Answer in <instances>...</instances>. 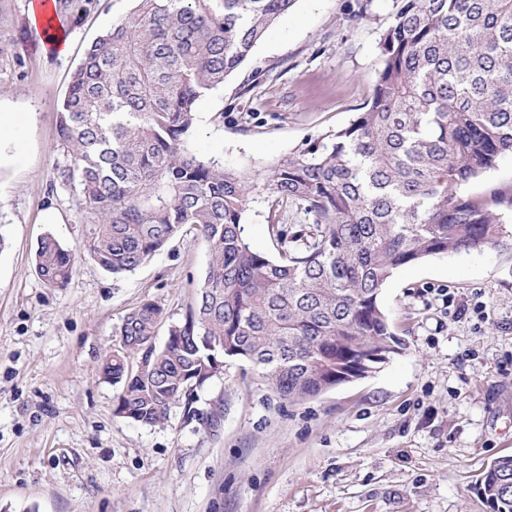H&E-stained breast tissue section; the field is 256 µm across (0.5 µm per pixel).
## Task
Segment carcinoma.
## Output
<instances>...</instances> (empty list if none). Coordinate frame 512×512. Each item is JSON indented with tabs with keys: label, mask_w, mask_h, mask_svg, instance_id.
I'll return each mask as SVG.
<instances>
[{
	"label": "carcinoma",
	"mask_w": 512,
	"mask_h": 512,
	"mask_svg": "<svg viewBox=\"0 0 512 512\" xmlns=\"http://www.w3.org/2000/svg\"><path fill=\"white\" fill-rule=\"evenodd\" d=\"M101 0H54L78 25ZM297 0H136L85 51L57 112L87 254L133 273L196 226L209 262L169 343L153 344L161 311L146 301L124 318L120 347L99 369L122 385L116 414L153 426L226 361L250 362L297 404L402 353L379 304L394 271L448 252L512 246L500 219L512 188L460 195L512 154V0H395L378 43L370 99L351 123L280 160L269 190L278 258L253 251L242 218L251 177L189 146L196 104L251 58ZM309 223L292 234L279 212ZM73 250L41 238L35 264L50 288L67 286ZM142 353L145 368L128 359ZM478 490L512 512V455L493 459Z\"/></svg>",
	"instance_id": "obj_1"
}]
</instances>
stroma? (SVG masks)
<instances>
[{
  "label": "stroma",
  "instance_id": "1",
  "mask_svg": "<svg viewBox=\"0 0 512 512\" xmlns=\"http://www.w3.org/2000/svg\"><path fill=\"white\" fill-rule=\"evenodd\" d=\"M29 0H0V94L25 109L24 160L0 167V512H490L476 489L512 454V249L448 253L398 268L379 301L400 355L366 377L282 402L246 361L174 405L155 426L115 412L99 370L126 314L149 300L163 345L209 260L192 225L135 272L84 251L77 193L56 183L67 157L57 112L85 49L132 0H101L45 55ZM364 18H357L358 9ZM395 0H297L252 61L197 107L192 146L255 176L243 215L251 247L276 256L269 175L347 126L370 98ZM267 73L240 95L253 66ZM223 121H216V113ZM51 235L77 255L66 288L35 270Z\"/></svg>",
  "mask_w": 512,
  "mask_h": 512
}]
</instances>
